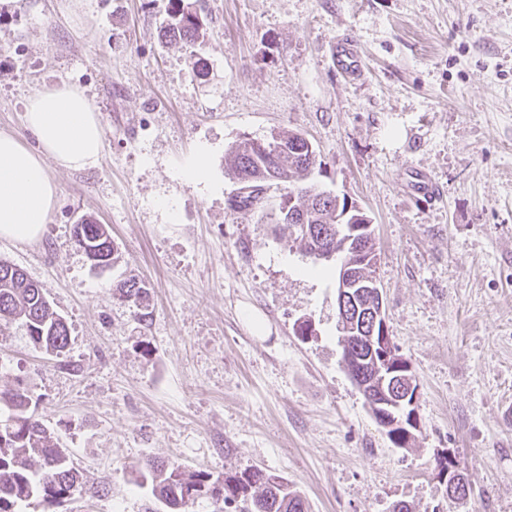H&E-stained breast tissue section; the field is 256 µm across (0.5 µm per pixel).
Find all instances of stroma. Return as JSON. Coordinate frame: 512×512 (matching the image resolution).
I'll return each mask as SVG.
<instances>
[{
	"mask_svg": "<svg viewBox=\"0 0 512 512\" xmlns=\"http://www.w3.org/2000/svg\"><path fill=\"white\" fill-rule=\"evenodd\" d=\"M168 5L0 0V131L35 146L25 103L65 80L105 132L97 168L48 165L59 199L41 239L0 241L71 332L56 357L0 323V391L25 384L88 481L112 485L22 512H144L150 458L269 469L308 512H512V0H196L192 47L162 37ZM342 35L361 81L332 65ZM276 128L305 134L315 182L372 220L387 325L420 388L411 448L343 366L333 263L225 207L228 149ZM199 151L209 176L186 182ZM85 221L109 227L114 266L75 245ZM131 276L146 309L119 294ZM443 449L472 481L464 502L438 475Z\"/></svg>",
	"mask_w": 512,
	"mask_h": 512,
	"instance_id": "obj_1",
	"label": "stroma"
}]
</instances>
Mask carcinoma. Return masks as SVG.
Listing matches in <instances>:
<instances>
[{"label":"carcinoma","instance_id":"carcinoma-1","mask_svg":"<svg viewBox=\"0 0 512 512\" xmlns=\"http://www.w3.org/2000/svg\"><path fill=\"white\" fill-rule=\"evenodd\" d=\"M171 10L163 35L171 41L194 44L204 36V23L192 0H170ZM306 138L297 131L281 130L260 141L244 137L228 153L227 175L237 185L226 201L231 212L257 211L261 218L281 224L303 250L314 243L340 249L336 238V210H345L347 197L331 195L309 181L316 162ZM279 192L273 202L269 192ZM314 226L305 238L301 223ZM73 238L90 263L110 266L114 245L104 224H76ZM12 270L10 280L0 276V321H18L34 344L49 354L66 353L70 331L65 319L52 307L43 288L24 271L0 259V273ZM121 297L145 307L148 292L134 277L119 285ZM27 388L19 385L0 392V512H18V506L34 497L61 503L83 490L82 473L68 449L43 426L31 411ZM140 477L150 483L155 501L167 512H186V507L208 501L213 512H307L301 493L283 477L258 467L214 476L204 470H188L179 464L148 459L140 465Z\"/></svg>","mask_w":512,"mask_h":512}]
</instances>
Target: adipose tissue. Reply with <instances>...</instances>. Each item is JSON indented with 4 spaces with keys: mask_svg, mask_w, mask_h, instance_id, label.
Here are the masks:
<instances>
[{
    "mask_svg": "<svg viewBox=\"0 0 512 512\" xmlns=\"http://www.w3.org/2000/svg\"><path fill=\"white\" fill-rule=\"evenodd\" d=\"M25 123L37 148L0 132V239L31 243L44 233L59 189L46 160L77 171L95 168L104 129L92 101L67 83L41 87L26 103Z\"/></svg>",
    "mask_w": 512,
    "mask_h": 512,
    "instance_id": "ef3b65f1",
    "label": "adipose tissue"
}]
</instances>
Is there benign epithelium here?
<instances>
[{
	"mask_svg": "<svg viewBox=\"0 0 512 512\" xmlns=\"http://www.w3.org/2000/svg\"><path fill=\"white\" fill-rule=\"evenodd\" d=\"M336 236H343L351 244L349 253L312 247L310 255L317 259H339L337 269L339 329L346 336L361 334L369 347L367 359L374 366L373 378L363 380L358 366L364 359L356 353H346L343 363L347 373L361 393L367 394V405L372 416L382 420L387 429L404 426L403 405L417 406L420 393L413 379L401 375L406 358L390 336L381 289H376L375 300L361 304L353 292L354 275L366 266L372 256L366 255L363 244L374 237L370 224H344L336 228ZM463 473L455 471L444 474L448 479V496L457 498L468 493V485L462 479Z\"/></svg>",
	"mask_w": 512,
	"mask_h": 512,
	"instance_id": "1",
	"label": "benign epithelium"
}]
</instances>
